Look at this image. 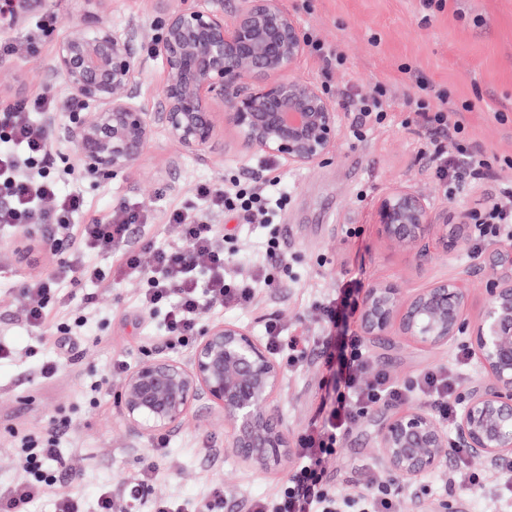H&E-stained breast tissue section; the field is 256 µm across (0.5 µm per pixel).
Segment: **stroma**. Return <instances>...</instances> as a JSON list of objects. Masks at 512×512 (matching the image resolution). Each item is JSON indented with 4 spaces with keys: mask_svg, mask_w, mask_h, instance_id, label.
Segmentation results:
<instances>
[{
    "mask_svg": "<svg viewBox=\"0 0 512 512\" xmlns=\"http://www.w3.org/2000/svg\"><path fill=\"white\" fill-rule=\"evenodd\" d=\"M281 5L301 32H317L339 43L347 55L340 70L323 71L308 54L294 69L295 77L318 84L339 106L342 127L329 159L289 168L262 154L243 152L234 131L222 125L216 132L222 150L187 152L159 129L134 168L99 182L85 177L61 144L55 163L59 186L78 191L85 202L74 223L105 217L123 203L136 204L145 209L149 228L135 232L133 244L174 246L178 238L166 220L170 204L192 200L195 186L202 182L220 184L234 175L264 181L269 168L285 185L276 230L221 212L206 213L205 218L228 232L226 249L240 254L231 270L243 278L256 271L254 256L264 254L270 235H277L284 261L266 268L277 286L262 292L251 307L210 310L202 325L230 321L261 339L266 322L274 320L285 335L315 336L323 323L314 303L353 275H360L366 288L381 281L416 291L456 278L466 266L474 269L465 282L471 295L469 313L477 315L487 300L492 268L482 258L471 257L466 248L421 258L390 248L379 236L374 209L378 197L402 181L415 182L436 206L453 202L467 209L476 200L494 196L497 184H512V0H281ZM165 8L164 0H26L13 23L0 26V42L13 46L12 53L0 60L17 74L16 81L0 86V106L47 96L56 102V122L65 123L67 92L62 80L52 76L50 64L58 42L79 35L84 17L94 14L115 27L145 30V37L133 46L140 67L136 103L143 111H158L166 80L158 52L159 20ZM47 13L58 16L57 27L29 40V32ZM416 75L446 93L461 112L471 143L493 161L492 177L453 201L424 152L425 135L402 106L416 89ZM379 83L386 85L390 97L388 116L355 138L354 102ZM14 234V229H0V343L12 350L0 361V489L24 474L21 438L39 436L60 422L62 463L55 471L56 491L76 488L89 501L103 490L119 496L126 482L150 461L155 465L149 487L153 499L195 503L219 486L224 490V512H248L251 499L278 492L297 455L264 472L243 463L225 446L226 424L219 408L191 409L181 426L167 433L162 454L154 452L156 439L138 438L121 413L122 382L111 375L113 360L122 357L133 365L157 356L180 360L189 355V348L157 342L156 321L138 306L136 283L120 274L116 259L101 254L93 261L107 271V279L77 289L61 288L52 310L57 323H84L87 334H64L61 346L50 349L41 330L25 321L21 288L29 279L59 273L69 250L64 244L56 246L37 267H27L9 248ZM366 344L374 368L408 383L425 371L450 365L467 339L425 347L391 334L367 339ZM53 356L61 359L57 373L40 378L38 363ZM321 380L314 353L298 371L282 373L277 415L288 443H295L315 416ZM96 383L101 386L97 392L92 389ZM401 410V405L382 403L362 415L341 439L329 467L330 483L338 493L362 492L374 481L394 484V477L379 464L377 432ZM467 464L480 473L479 487H458L456 457L450 453L440 470L422 480L420 489L400 490V512H437L444 501L451 502L453 512H489L496 470L474 458Z\"/></svg>",
    "mask_w": 512,
    "mask_h": 512,
    "instance_id": "1",
    "label": "stroma"
}]
</instances>
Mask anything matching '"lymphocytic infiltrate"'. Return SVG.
<instances>
[{
  "label": "lymphocytic infiltrate",
  "mask_w": 512,
  "mask_h": 512,
  "mask_svg": "<svg viewBox=\"0 0 512 512\" xmlns=\"http://www.w3.org/2000/svg\"><path fill=\"white\" fill-rule=\"evenodd\" d=\"M417 125L431 137L426 146L433 156L439 177L450 178L448 196L463 191L467 182L491 175L493 164L483 152L472 150L462 138L461 121L451 119L444 93L408 96L404 103ZM52 99H22L0 110V226L14 227L42 222L53 225L58 239L71 245L68 265L73 285L102 279L103 273L89 262L92 254H111L121 262L127 279L138 287L140 306L161 314L159 339L189 345L195 342L199 322L206 310L217 306L241 309L253 304L258 294L273 287L267 277L238 278L226 268L223 227L203 221L206 211H222L261 217L264 223L280 219L282 188L279 180L261 187L238 180L230 186L199 185L191 204L174 206L168 221L177 230L178 245L156 247L150 260H143L133 246L131 235L141 221L139 209L119 205L105 218L83 224L72 223L83 211L82 196L75 191L61 193L54 175L56 148L50 135L36 125L35 115L55 110ZM454 141L457 158L447 164L440 139ZM499 198L476 211L473 221L478 235L505 234L512 237V186L498 190ZM58 286L56 278L27 281L21 293L26 300L24 317L34 327L49 323V300ZM362 283L351 279L316 304L321 320L340 328L339 337H323L319 356L328 376L324 382L316 418L299 434V463L285 485L270 499L251 502V512H397L395 492L338 497L327 480L330 462L342 437L360 416L385 403H404L421 396L428 399L440 419L453 421L457 413L456 392L464 371L458 366L424 373L416 381L396 385L382 370L373 368L369 351L359 332L348 324L358 313ZM270 353L281 363L297 367L307 358L310 337H285L276 322L265 327ZM57 429L22 440L25 475L8 490L0 491V512H27L28 504L52 484L48 467L60 463Z\"/></svg>",
  "instance_id": "lymphocytic-infiltrate-1"
}]
</instances>
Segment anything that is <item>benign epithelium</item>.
Listing matches in <instances>:
<instances>
[{"label":"benign epithelium","mask_w":512,"mask_h":512,"mask_svg":"<svg viewBox=\"0 0 512 512\" xmlns=\"http://www.w3.org/2000/svg\"><path fill=\"white\" fill-rule=\"evenodd\" d=\"M137 31L104 21L58 43L52 71L65 83L72 103L58 139L74 153L85 175L108 180L136 166L160 126L188 152L215 147L216 115L211 102L227 109L231 127L250 150L290 168L312 166L329 156L341 128L336 102L293 70L306 51L295 19L281 0H240L231 18L201 0L193 8L172 6L163 24L161 54L166 70L162 106L150 114L136 105L139 67L132 55ZM375 224L383 242L426 256L465 244L471 214L436 207L412 183L382 194ZM18 259L46 254L53 244L34 225L11 242ZM484 259L496 269L488 300L475 319L466 316L469 295L462 281L440 280L414 293L394 283L367 289L358 318L360 335L395 331L424 346H441L465 333L490 379L469 394L457 415L453 446L489 465L512 455V248L496 243ZM281 375L268 348L231 322L212 324L185 361L154 357L125 376L121 390L125 422L139 437L176 430L191 408L205 402L224 410L225 447L256 470L278 465L287 440L275 416ZM384 469L404 488L439 469L448 447L435 419L421 409L405 410L378 431Z\"/></svg>","instance_id":"obj_1"}]
</instances>
